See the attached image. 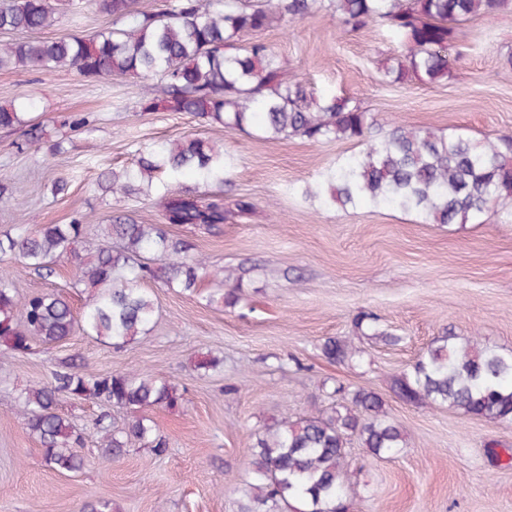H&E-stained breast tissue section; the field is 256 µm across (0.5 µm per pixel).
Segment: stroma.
<instances>
[{
	"label": "stroma",
	"instance_id": "obj_1",
	"mask_svg": "<svg viewBox=\"0 0 512 512\" xmlns=\"http://www.w3.org/2000/svg\"><path fill=\"white\" fill-rule=\"evenodd\" d=\"M84 0L80 16L58 9L48 40L65 31L94 34L123 19ZM263 38L290 76L315 96L351 95L377 128H429L476 140L512 135V12L464 22L448 80L388 84L382 65L395 44L378 27L343 29L331 12L268 29ZM143 80L88 79L76 70H0V105L27 96L41 137L0 130V235L18 227L68 224L86 218L81 254L94 252L112 216L141 224L162 215L153 180L150 196L115 199L99 186L102 174L131 166L139 150L200 136L223 145L237 162L232 193L249 198L253 213L213 232L171 227L190 253L210 268L241 279L238 307L203 305L223 292L207 277L198 295L150 283L157 312L147 335L116 347L83 332L25 355L0 354V512H80L106 500L112 512H237V486L247 479L256 433L272 421L328 409L334 383L381 395L401 424L406 446L389 460L358 440L348 446L349 469L365 486L353 512H512V424L471 418L448 408L401 399L393 381L438 336L453 334L512 353V202L467 224H424L397 210L343 211L306 198L307 186L358 150L356 141H272L183 112L139 109ZM0 279L20 296L62 293L73 306V264L61 258L40 278L14 261H0ZM378 318L380 337L363 336L357 316ZM396 343L385 342V335ZM336 337L362 350L336 363L320 346ZM203 358L214 369H195ZM75 363L88 373L140 370L178 384L174 409L149 415L168 448L163 455L131 447L101 461L95 440L80 453L86 466L61 475L47 468L43 449L13 409L20 392L50 382ZM60 413L80 428L101 415L122 422L125 412L94 400H61Z\"/></svg>",
	"mask_w": 512,
	"mask_h": 512
}]
</instances>
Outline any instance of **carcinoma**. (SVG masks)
<instances>
[{
	"instance_id": "1",
	"label": "carcinoma",
	"mask_w": 512,
	"mask_h": 512,
	"mask_svg": "<svg viewBox=\"0 0 512 512\" xmlns=\"http://www.w3.org/2000/svg\"><path fill=\"white\" fill-rule=\"evenodd\" d=\"M101 9L127 20L121 28L89 38L63 34L49 41L0 44V68L69 66L88 78L157 77L140 101L144 112H185L208 125L244 131L258 127L268 140L300 138L319 143L355 140L361 149L328 170L324 181L304 190L343 210L360 206L416 214L425 224H465L495 204L512 201V136L476 142L462 134L397 126L378 133L367 110L354 98H317L305 83L288 76L281 56L261 38L276 22L293 23L325 8L323 0H175L164 11L140 0H100ZM336 16L349 32L369 26L386 30L401 54L389 58L383 80L415 78L438 84L448 78V46L458 28L477 15L512 10V0H333ZM50 0H10L0 6V32H37L53 24ZM33 104L0 106V130L29 123ZM233 158L201 137L162 145L130 169L113 171L100 182L116 196L141 191L155 173L173 177L194 170L216 190H164L156 204L163 223L140 224L117 215L105 228L107 242L92 259L73 248L83 221L41 224L0 238V258L49 276L56 261L74 264V285L86 294L80 310L59 293L19 300L16 288L0 280V347L24 354L33 342L56 344L78 327L104 342L123 346L150 330L155 299L147 280L189 294L209 274L206 263L189 255L170 225L207 230L255 210L244 197H231ZM333 362L355 352L336 338L321 345ZM54 383L20 393L17 413L43 447L44 462L58 473L77 472L85 458L77 448L84 432L58 410L59 397L106 401L132 413L120 426L95 423L100 458L112 460L138 441L160 455L166 440L143 412L172 408L183 400L179 388L144 372L94 375L70 365L53 373ZM397 394L413 403L448 407L465 416L512 423V354L476 347L468 338L436 337L412 370L394 380ZM344 403L296 420L284 418L256 434L250 449L249 478L238 489V512H350L358 496L347 464L346 445L357 437L372 455L396 456L406 441L374 391L333 388Z\"/></svg>"
}]
</instances>
